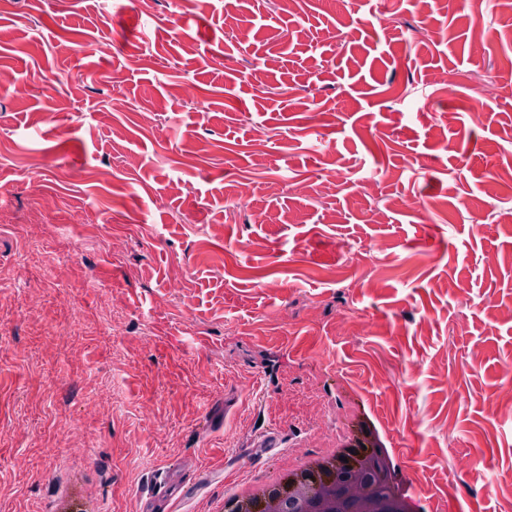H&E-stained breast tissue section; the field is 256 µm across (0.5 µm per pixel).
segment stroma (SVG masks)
Here are the masks:
<instances>
[{"label":"stroma","mask_w":512,"mask_h":512,"mask_svg":"<svg viewBox=\"0 0 512 512\" xmlns=\"http://www.w3.org/2000/svg\"><path fill=\"white\" fill-rule=\"evenodd\" d=\"M171 10L0 0V512H147L163 468L211 512L363 420L432 512H507L512 16Z\"/></svg>","instance_id":"obj_1"}]
</instances>
